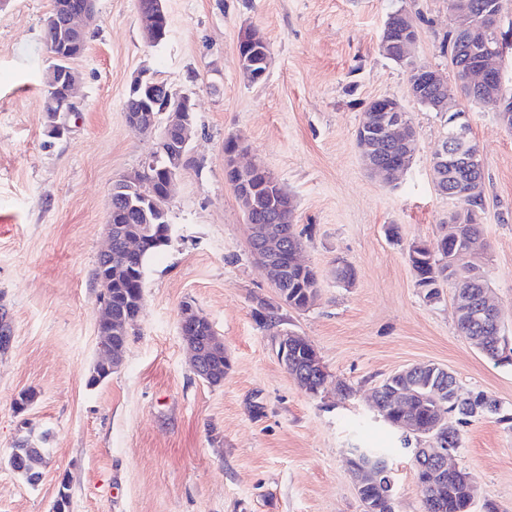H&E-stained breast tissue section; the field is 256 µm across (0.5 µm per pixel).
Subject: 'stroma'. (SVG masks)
Segmentation results:
<instances>
[{
  "mask_svg": "<svg viewBox=\"0 0 512 512\" xmlns=\"http://www.w3.org/2000/svg\"><path fill=\"white\" fill-rule=\"evenodd\" d=\"M52 0H0V306L12 342L0 351V512H50L68 483L69 512H363L354 448L388 449L396 512H424L413 448L379 419L374 393L397 371L434 363L462 392L499 401L506 421L460 425L455 459L478 503L512 512V364L459 333L452 290L434 299L408 262L432 243L453 202L432 162L447 113L409 95V75L379 40L400 8L417 24L418 63L452 76L448 0H165L169 34L142 37L136 0H96L86 51L74 59L76 109L62 138L45 128L43 21ZM271 48L266 79L237 65L242 27ZM148 73L189 96V162L167 202L170 239L145 269L141 311L123 362L88 386L100 357L101 289L112 185L139 168L153 138L131 128L125 101ZM399 100L419 150L393 185L367 173L356 132L372 99ZM484 161L482 271L512 337V129L490 107L456 97ZM243 135L295 200L294 229L319 291L285 305L251 254L249 226L224 177V141ZM354 269L336 280V261ZM191 304L224 341L230 367L197 377L181 335ZM282 330L304 336L327 372L311 395L285 369ZM36 399L24 412L14 401ZM43 441L50 462L29 485L7 466L16 441Z\"/></svg>",
  "mask_w": 512,
  "mask_h": 512,
  "instance_id": "obj_1",
  "label": "stroma"
}]
</instances>
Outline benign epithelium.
<instances>
[{
	"label": "benign epithelium",
	"instance_id": "obj_1",
	"mask_svg": "<svg viewBox=\"0 0 512 512\" xmlns=\"http://www.w3.org/2000/svg\"><path fill=\"white\" fill-rule=\"evenodd\" d=\"M94 0H85L81 5L72 8L62 4L55 8L44 20V26L58 34V41L51 45V57L58 65L47 74L49 83L63 85L65 101L73 102L76 77L71 67V60L79 56L86 39L89 27L95 19ZM139 18L143 37L146 43L158 42L159 25L166 23L167 15L163 0H152L150 5L138 2ZM449 8L465 19V24L456 30L461 37H466L471 29L472 14L466 0H452ZM407 32L410 36L398 44L392 39V26L385 25L381 37L382 52L400 51L404 59L412 58V49L417 42L414 19L406 14L403 16ZM504 32L500 28H492L479 43L470 44L472 61L455 76L458 89H468L473 95L498 112L502 123L512 128V95H506L502 87L501 56L503 54ZM271 62L270 46L265 37L255 32L253 27H245L239 32L238 66L250 83L262 82L269 71ZM411 96L416 101H429L438 112H451L455 109L448 101V85L443 76L431 66L422 65L418 75L410 84ZM132 89L143 93L148 101L167 100L169 104L157 112L148 106L134 117L131 126L161 129L159 149L164 154L162 166H157L153 156L146 157V163L140 168L121 175L112 186L111 198L127 200L128 208L132 209L139 222L143 224H160L166 218V207L161 202L143 204L134 196L144 176V170L151 166L159 168L164 178V198H169L172 186L187 163L188 146L193 128V104L189 97L179 96L171 100L172 92L167 85L154 77L141 73L132 82ZM372 116L365 118L356 134L357 144L362 149L367 166L382 175L383 180L398 172L407 170L417 152L418 142L411 121L408 119L401 104L390 97L377 98L370 107ZM469 126L462 123L451 135L452 149L436 153L433 164L435 183L446 178V158H452L466 175L481 172L484 161L479 152L469 148ZM232 150L224 153V173L227 183L235 194L244 202L247 213L246 221L250 226V249L257 262L263 267L271 285H276L279 274L283 270L282 262L290 261L295 266L302 265L300 260L301 247L288 243V231L283 227L284 208H277L271 214L270 222L259 223L253 216L258 208L252 195V179L265 171L260 165L240 163V156L247 150L245 141L238 135H231ZM473 282L482 288L481 301H476L472 291H455L453 304L456 317L470 322L489 323L494 327V336L486 338L477 336L475 340L484 344L492 340L496 348L503 347L504 353L512 352V341L500 335V317L498 309L490 303L488 285L482 282L480 268L470 271ZM203 315L192 307L181 311L180 329L184 339L193 351V368L205 370L208 356L224 355V345L216 335L205 339L196 336L199 321ZM282 351L289 352L295 348L306 352L304 369L292 372L293 378L302 388L316 395L320 392L326 371L315 348L302 336L284 330L278 336ZM454 399L443 391H436L431 401L438 407L437 414L425 426L421 425L412 409V399L404 391L392 392L389 405L400 416L399 426L409 433L427 436L434 439L439 447L418 448L419 457H427L431 464L429 478L422 481L426 487H434L449 477L461 475L459 467L454 463V451L446 441L448 415L443 411L442 403ZM356 478V487L364 506V512H380L391 504L387 494L381 489L375 472L369 468L351 466Z\"/></svg>",
	"mask_w": 512,
	"mask_h": 512
}]
</instances>
